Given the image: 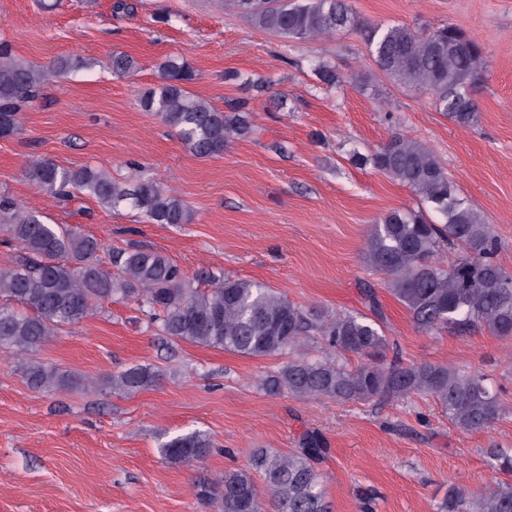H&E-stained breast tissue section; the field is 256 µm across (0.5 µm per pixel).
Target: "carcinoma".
<instances>
[{
    "mask_svg": "<svg viewBox=\"0 0 512 512\" xmlns=\"http://www.w3.org/2000/svg\"><path fill=\"white\" fill-rule=\"evenodd\" d=\"M252 23L285 42L329 37L343 31L362 34L376 67L397 87L432 96L439 111L459 127L477 122L474 92L485 69L483 49L463 29L446 24L420 32L406 24H366L346 0H231ZM85 66L61 56L49 66L17 57L0 41V137L20 130V112L39 97L50 80ZM112 73L138 68L129 55L110 60ZM319 83L332 89L345 82L330 63L313 67ZM196 79L187 60L167 57L158 65V82L146 90L141 107L176 130L200 158L224 153L233 139L253 133L245 100L219 108L197 97ZM364 165L387 175L431 204L440 222L419 211L392 210L369 234L366 260L385 275V287L409 312L416 327L466 331L480 328L499 339L512 338V270L498 260L501 242L483 216L460 198L448 171L425 144L392 135L372 153L359 155ZM22 177L49 196L66 202L79 195L106 211H128L148 224H189L188 206L172 190L142 171L130 177L92 165L65 168L49 159L30 162ZM0 240L20 254L0 269V346L14 349L27 385L42 392L81 386V377L27 359L30 351L63 328L92 316L105 301L138 304L147 328L175 341L222 348L249 357L288 352L294 355L265 381L271 392L298 398L367 401L428 396L448 420L465 430H484L506 413L500 394L479 373L432 363L385 361L390 341L376 294L365 292L370 314L335 312L312 315L266 285L224 278L199 288L167 256L135 246L109 251V266L98 253L102 240L65 224H47L35 211L0 194ZM458 256L443 265L435 256L441 245ZM320 339L324 356L300 353L306 338ZM349 355L366 363L350 369ZM159 373L131 367L112 376V391L134 394L154 385ZM214 447L211 437L194 429L163 441L162 456L172 464L201 461ZM325 448L308 434L302 447L288 453L261 448L249 468L231 471L216 483L199 486L197 495L219 512H329L317 464ZM491 468L512 472V449L488 448ZM445 512H512V483L480 492L448 489Z\"/></svg>",
    "mask_w": 512,
    "mask_h": 512,
    "instance_id": "obj_1",
    "label": "carcinoma"
}]
</instances>
